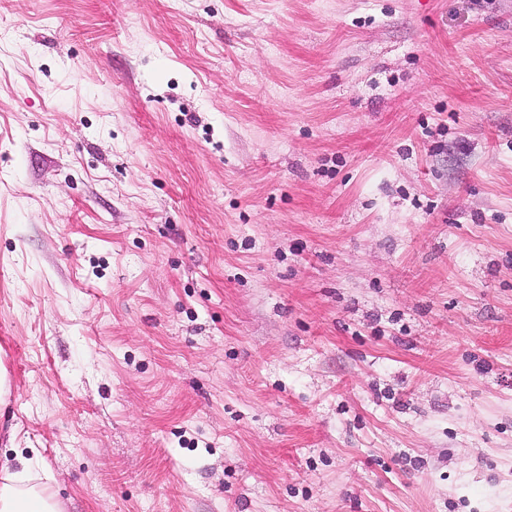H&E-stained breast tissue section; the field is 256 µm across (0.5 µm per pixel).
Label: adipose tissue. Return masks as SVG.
I'll return each mask as SVG.
<instances>
[{
  "label": "adipose tissue",
  "instance_id": "ef3b65f1",
  "mask_svg": "<svg viewBox=\"0 0 512 512\" xmlns=\"http://www.w3.org/2000/svg\"><path fill=\"white\" fill-rule=\"evenodd\" d=\"M0 512H61L48 484L33 474L30 461L18 466L0 464Z\"/></svg>",
  "mask_w": 512,
  "mask_h": 512
}]
</instances>
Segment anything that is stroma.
<instances>
[{
  "label": "stroma",
  "mask_w": 512,
  "mask_h": 512,
  "mask_svg": "<svg viewBox=\"0 0 512 512\" xmlns=\"http://www.w3.org/2000/svg\"><path fill=\"white\" fill-rule=\"evenodd\" d=\"M0 366L63 512H512V0H0Z\"/></svg>",
  "instance_id": "1"
}]
</instances>
